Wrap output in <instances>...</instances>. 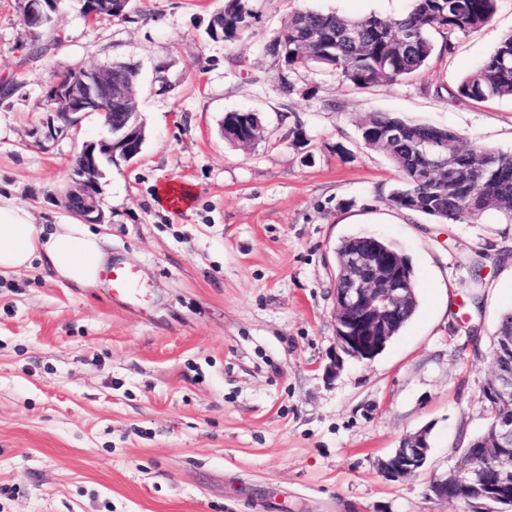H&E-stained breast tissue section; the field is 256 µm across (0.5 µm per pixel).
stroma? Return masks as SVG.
<instances>
[{"mask_svg":"<svg viewBox=\"0 0 512 512\" xmlns=\"http://www.w3.org/2000/svg\"><path fill=\"white\" fill-rule=\"evenodd\" d=\"M224 0H137L90 24L62 0L58 43L31 57L15 0H0V199L38 227L69 220V167L101 117L46 138L50 84L68 68H136L147 137L105 169L113 263L137 303L53 277L41 262L0 276V512H471L428 494L461 468L487 419L493 338L512 312V221L448 224L391 205L398 174L359 123L385 112L512 152V99L449 93L512 30V0L416 75L357 89L318 67L284 69L265 46L297 9L395 16L408 0H253L249 36L207 39ZM258 113L240 149L225 113ZM188 186L189 209L156 188ZM374 236L409 260L418 307L375 360L333 356L336 247ZM482 262L483 284L470 267ZM429 428L426 468L379 462Z\"/></svg>","mask_w":512,"mask_h":512,"instance_id":"obj_1","label":"stroma"}]
</instances>
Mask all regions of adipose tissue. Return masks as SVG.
<instances>
[{"label":"adipose tissue","mask_w":512,"mask_h":512,"mask_svg":"<svg viewBox=\"0 0 512 512\" xmlns=\"http://www.w3.org/2000/svg\"><path fill=\"white\" fill-rule=\"evenodd\" d=\"M36 258L55 277L82 286L100 284L109 265L100 236L85 224L68 222L46 234L26 207L0 201V275L29 267Z\"/></svg>","instance_id":"1"}]
</instances>
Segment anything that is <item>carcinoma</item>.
Segmentation results:
<instances>
[{"label":"carcinoma","mask_w":512,"mask_h":512,"mask_svg":"<svg viewBox=\"0 0 512 512\" xmlns=\"http://www.w3.org/2000/svg\"><path fill=\"white\" fill-rule=\"evenodd\" d=\"M252 0H224V9L206 31L213 41L234 43L249 34L255 18ZM498 0H412L405 14L391 18L375 16L344 18L312 10H297L288 16L282 31L266 46V52L289 71L320 66L338 74L356 87L390 85L422 70L435 54L436 38L444 47L460 34L475 33L497 11ZM455 97L473 103L512 99V31L456 89ZM404 127L402 137L385 141L392 126ZM365 147L386 153L400 175L389 196L397 208L433 216L441 221L478 219L494 209L512 220V152H494L497 180L474 159L488 148L465 142L458 134L436 126L415 123L386 113H374L359 125ZM426 137H442L458 150L456 168L436 183L422 179L424 163L416 144ZM486 199L482 208H471L474 198ZM360 245H371L398 255L392 243L371 236L349 237L336 248L337 260Z\"/></svg>","instance_id":"obj_1"}]
</instances>
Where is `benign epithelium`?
<instances>
[{
    "label": "benign epithelium",
    "instance_id": "7a95c632",
    "mask_svg": "<svg viewBox=\"0 0 512 512\" xmlns=\"http://www.w3.org/2000/svg\"><path fill=\"white\" fill-rule=\"evenodd\" d=\"M21 21L32 39L42 34L48 9L55 0H15ZM80 81H56L48 90L50 112L64 123L72 115L96 112L102 116L107 136L87 143L69 171L70 190L62 198L64 207L91 224H101L100 179L104 168L135 160L142 151L144 123L135 101V78L108 66L83 68ZM426 161V176L432 180L448 168V148L433 138L418 143ZM345 276L333 289L335 306V355L325 367L335 377L343 356L372 361L392 340L389 316L406 304L411 285L401 257L362 249L343 260ZM493 378L484 391L497 411L486 431L464 449L466 464L461 469L435 477L430 492L439 500L451 495L460 478L467 480L472 499L482 512L490 504L512 508V317L503 319L497 333ZM430 430L405 437L379 468L392 478H403L425 466L429 456Z\"/></svg>",
    "mask_w": 512,
    "mask_h": 512
}]
</instances>
